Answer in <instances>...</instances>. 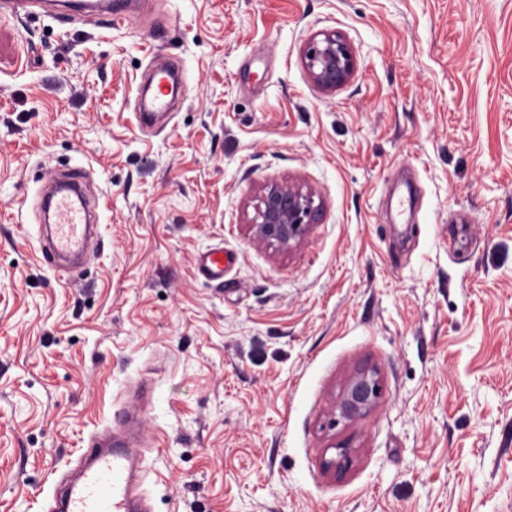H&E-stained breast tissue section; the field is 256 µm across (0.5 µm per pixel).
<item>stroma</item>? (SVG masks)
<instances>
[{
    "mask_svg": "<svg viewBox=\"0 0 512 512\" xmlns=\"http://www.w3.org/2000/svg\"><path fill=\"white\" fill-rule=\"evenodd\" d=\"M331 31L356 67L325 91L303 52ZM165 63L187 93L145 135ZM66 168L107 201L72 282L39 257ZM271 181L322 203L285 253L249 233ZM216 245L220 288L195 272ZM363 366L380 405L328 429ZM143 377L153 512H512V0L0 18V512H44ZM235 264V254L223 247L201 253L196 260V275L204 282L224 284V273Z\"/></svg>",
    "mask_w": 512,
    "mask_h": 512,
    "instance_id": "obj_1",
    "label": "stroma"
}]
</instances>
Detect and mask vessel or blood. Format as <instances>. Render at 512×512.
Instances as JSON below:
<instances>
[{"mask_svg":"<svg viewBox=\"0 0 512 512\" xmlns=\"http://www.w3.org/2000/svg\"><path fill=\"white\" fill-rule=\"evenodd\" d=\"M131 0H72L73 12L95 11L121 19ZM84 174L74 170L53 180L42 192L41 206L52 215L53 225L41 256L59 274H69V261L82 257L92 236L99 198L85 194ZM235 263L234 253L214 248L196 260V274L207 283H223L224 273ZM153 446L139 430L129 408L115 412L112 425L91 435L76 459L72 475L61 476L46 502L48 512H151L145 471H134V456H145Z\"/></svg>","mask_w":512,"mask_h":512,"instance_id":"vessel-or-blood-1","label":"vessel or blood"}]
</instances>
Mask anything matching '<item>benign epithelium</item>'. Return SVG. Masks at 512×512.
I'll return each instance as SVG.
<instances>
[{"label":"benign epithelium","mask_w":512,"mask_h":512,"mask_svg":"<svg viewBox=\"0 0 512 512\" xmlns=\"http://www.w3.org/2000/svg\"><path fill=\"white\" fill-rule=\"evenodd\" d=\"M306 69L316 86L332 91L345 85L355 69V57L346 38L337 32L311 40L304 50ZM321 203L315 193L300 186L269 182L258 195L255 215L249 225L254 241L289 251L300 244L316 223ZM383 387L375 367L356 370L334 401L331 425L350 423L371 413L380 403ZM335 456L325 460L326 469L342 471L352 462L353 449L346 442L330 445Z\"/></svg>","instance_id":"obj_1"}]
</instances>
